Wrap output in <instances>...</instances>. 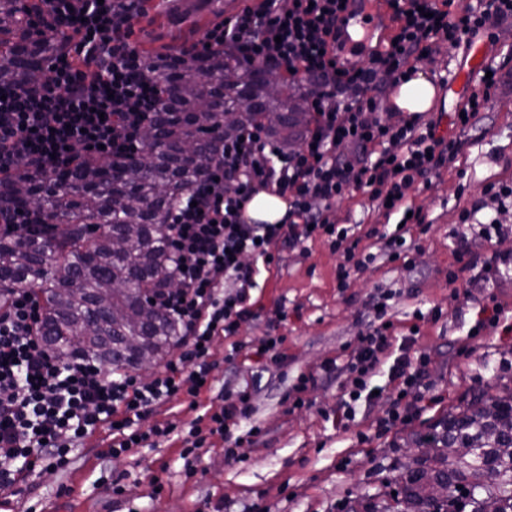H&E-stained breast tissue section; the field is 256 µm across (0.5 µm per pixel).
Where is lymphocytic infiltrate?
<instances>
[{
	"mask_svg": "<svg viewBox=\"0 0 512 512\" xmlns=\"http://www.w3.org/2000/svg\"><path fill=\"white\" fill-rule=\"evenodd\" d=\"M345 0H259L257 6L226 17L207 36L211 51L261 63L281 73L303 71L313 79L306 94L311 122L297 150L275 145L259 125L242 129L224 143V158L193 188L188 200L166 216L167 237L175 258L172 276L180 287L161 289L159 300L180 323L182 353L168 360L153 378L128 371L105 372L97 364L62 362L49 355L36 333L41 309L28 290L0 307V490L19 497L26 477L52 463L66 468L74 449L106 430L107 453L118 458L171 425L142 430L143 416L181 391L198 395L211 386L213 345L232 337L257 318L251 292L257 262L271 264L276 243L296 247L328 236L339 261L336 280L346 286L352 271L375 259L357 257L352 229L330 220L338 198L369 195L386 212L400 210L414 183L454 156V144L435 135L423 114L390 121L378 107L406 66L435 54L440 43L457 47L512 18V0H467L441 9L432 0H389L396 25L392 39L366 64L339 55L341 10ZM137 0H37L33 26L51 33L72 31L79 38L81 65L68 54L57 56L41 81L30 87L0 82V177L19 170L75 167L93 159L122 160L141 146L140 131L160 99L141 57L128 41ZM354 89L359 99L349 100ZM352 146L355 158L342 155ZM260 190L287 197L281 224H251L245 205ZM393 295L378 291L376 320L358 338L355 354L327 371L352 373L354 397L373 399L370 380L392 346L385 316ZM254 412L251 396L239 391L207 428H194L187 450L202 447L207 435L224 437V455L241 456L257 436L234 435L239 421Z\"/></svg>",
	"mask_w": 512,
	"mask_h": 512,
	"instance_id": "obj_1",
	"label": "lymphocytic infiltrate"
}]
</instances>
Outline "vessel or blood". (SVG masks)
Wrapping results in <instances>:
<instances>
[{"instance_id":"obj_1","label":"vessel or blood","mask_w":512,"mask_h":512,"mask_svg":"<svg viewBox=\"0 0 512 512\" xmlns=\"http://www.w3.org/2000/svg\"><path fill=\"white\" fill-rule=\"evenodd\" d=\"M345 17L342 55L352 63L368 57L372 35L384 38L392 31L389 13L379 0H349ZM489 61L490 53L483 36L470 38L452 80L444 88L445 95L450 96L456 104H464L476 89Z\"/></svg>"}]
</instances>
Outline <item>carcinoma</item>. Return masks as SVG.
Segmentation results:
<instances>
[{
  "label": "carcinoma",
  "instance_id": "obj_1",
  "mask_svg": "<svg viewBox=\"0 0 512 512\" xmlns=\"http://www.w3.org/2000/svg\"><path fill=\"white\" fill-rule=\"evenodd\" d=\"M27 0H0V80L19 86L43 76L67 47L63 33L33 36L23 22ZM161 93L146 128L154 135L125 161L102 158L77 167L21 171L0 178V210L44 213L43 235L0 234V306L20 289L34 291L39 335L62 361L109 370L158 364L177 343L178 328L146 291L168 285L173 264L165 218L169 206L224 155V140L261 119L268 134L295 144L307 125L304 86L269 70L239 81L241 66L220 53L145 56ZM467 449L450 456L446 448ZM420 456L402 465L395 512H512V387L483 389L419 438Z\"/></svg>",
  "mask_w": 512,
  "mask_h": 512
}]
</instances>
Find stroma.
I'll return each instance as SVG.
<instances>
[{
	"mask_svg": "<svg viewBox=\"0 0 512 512\" xmlns=\"http://www.w3.org/2000/svg\"><path fill=\"white\" fill-rule=\"evenodd\" d=\"M157 10L156 0H143L133 21L130 42L140 55L205 41L209 22L166 24ZM493 39L499 51L491 63L500 81L476 124L452 126L440 105L429 114L439 134L455 142L458 155L408 189L420 221L410 225L399 258L389 261L381 252L382 236L395 230L400 214H384L361 194L336 200L330 219L353 225L360 249L377 254L376 262L352 272L341 288L338 256L326 237L293 249L273 245L274 260L260 267L252 291L257 318L234 338L214 342L211 388L194 397L180 392L141 420L144 430L172 424L169 438L113 459L105 454L106 433L97 432L73 452L67 469L44 468L30 477L27 492L11 502L12 512H349L378 490L396 488L416 433L439 422L470 391L494 393L512 381V199L497 206L502 233L493 243L482 241L476 224L467 230V245L453 236L462 211L483 198L489 184H512V20L494 30ZM452 272L459 275L453 283ZM381 288L394 293L387 317L397 336H409L408 356L428 357L419 410L379 430L397 398L392 390L370 406H358L342 429L336 405L351 388L349 377L322 368L354 354L359 332L374 319L373 296ZM486 306L497 309L499 322L472 335L476 315ZM414 324L419 333L412 336L408 329ZM269 334L284 339L275 363L255 354L259 339ZM485 357L496 359L494 369L479 370ZM302 374L318 381L306 392V405L297 407L293 386ZM242 389L250 392L255 412L239 430L261 431L244 457L227 460L218 435L182 456L189 430L207 426L209 416ZM117 478L127 496L113 494ZM156 480L164 490L154 497Z\"/></svg>",
	"mask_w": 512,
	"mask_h": 512,
	"instance_id": "1",
	"label": "stroma"
}]
</instances>
